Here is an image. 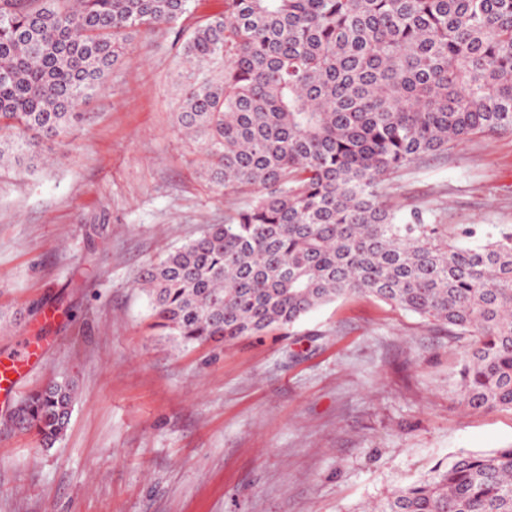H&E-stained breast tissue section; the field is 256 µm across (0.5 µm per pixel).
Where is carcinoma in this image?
<instances>
[{
  "mask_svg": "<svg viewBox=\"0 0 512 512\" xmlns=\"http://www.w3.org/2000/svg\"><path fill=\"white\" fill-rule=\"evenodd\" d=\"M191 0H0V165L31 172L126 44ZM182 131L244 204L144 269L159 335L183 349L289 329L368 295L467 339L455 396L512 411V229L465 246L386 203L391 175L478 133L512 130V0H224L184 43ZM76 384L12 420L52 446ZM376 512H512V447L466 453Z\"/></svg>",
  "mask_w": 512,
  "mask_h": 512,
  "instance_id": "obj_1",
  "label": "carcinoma"
}]
</instances>
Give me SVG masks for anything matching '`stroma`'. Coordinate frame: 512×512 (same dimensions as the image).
<instances>
[{"instance_id": "obj_1", "label": "stroma", "mask_w": 512, "mask_h": 512, "mask_svg": "<svg viewBox=\"0 0 512 512\" xmlns=\"http://www.w3.org/2000/svg\"><path fill=\"white\" fill-rule=\"evenodd\" d=\"M223 8L192 0L136 36L46 164L0 167V361L29 341L23 392L78 386L50 448L0 403V512H370L456 455L512 446L511 411L454 402L457 340L372 297L263 336L158 341L143 268L245 200L177 125L181 46ZM388 202L475 226L473 246L512 227V132L426 158Z\"/></svg>"}]
</instances>
